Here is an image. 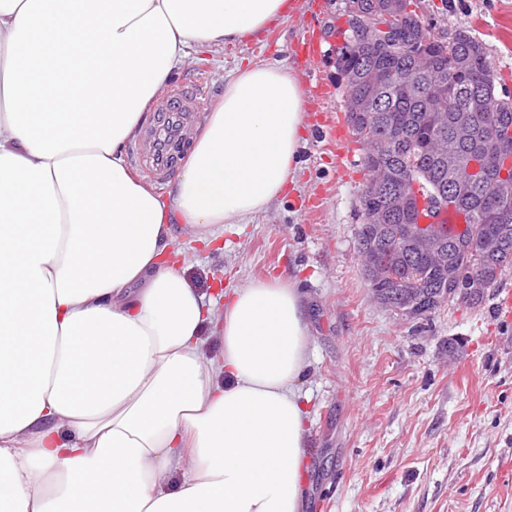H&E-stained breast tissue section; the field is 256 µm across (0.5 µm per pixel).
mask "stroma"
Instances as JSON below:
<instances>
[{
  "label": "stroma",
  "instance_id": "stroma-1",
  "mask_svg": "<svg viewBox=\"0 0 512 512\" xmlns=\"http://www.w3.org/2000/svg\"><path fill=\"white\" fill-rule=\"evenodd\" d=\"M287 19L224 49L192 51L173 82L208 71L207 102L236 63L277 60L304 96L303 143L285 195L217 244L183 232L188 280L199 292L242 287L268 274L291 279L308 308L312 357L300 389L310 448L303 512H512V318L497 312L512 291L506 270L481 303L403 318L376 300L361 269L356 231L368 173L361 151L340 155L326 124L345 111L336 57L348 37L349 0L320 13L291 0ZM438 38L478 39L495 95L512 100V0H410ZM319 35L322 54L295 63L294 39ZM327 96L309 94L316 83Z\"/></svg>",
  "mask_w": 512,
  "mask_h": 512
}]
</instances>
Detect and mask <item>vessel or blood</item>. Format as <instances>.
<instances>
[{"label": "vessel or blood", "mask_w": 512, "mask_h": 512, "mask_svg": "<svg viewBox=\"0 0 512 512\" xmlns=\"http://www.w3.org/2000/svg\"><path fill=\"white\" fill-rule=\"evenodd\" d=\"M204 107L201 89L175 84L164 90L154 120L134 150L135 166L155 184H165L182 161Z\"/></svg>", "instance_id": "1"}]
</instances>
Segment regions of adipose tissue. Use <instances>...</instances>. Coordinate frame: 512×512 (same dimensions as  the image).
Returning a JSON list of instances; mask_svg holds the SVG:
<instances>
[{"mask_svg":"<svg viewBox=\"0 0 512 512\" xmlns=\"http://www.w3.org/2000/svg\"><path fill=\"white\" fill-rule=\"evenodd\" d=\"M287 14L0 0V512H301L303 298L279 276L205 297L177 247L283 194L301 86L277 63L231 69L169 201L123 151L193 46Z\"/></svg>","mask_w":512,"mask_h":512,"instance_id":"obj_1","label":"adipose tissue"}]
</instances>
